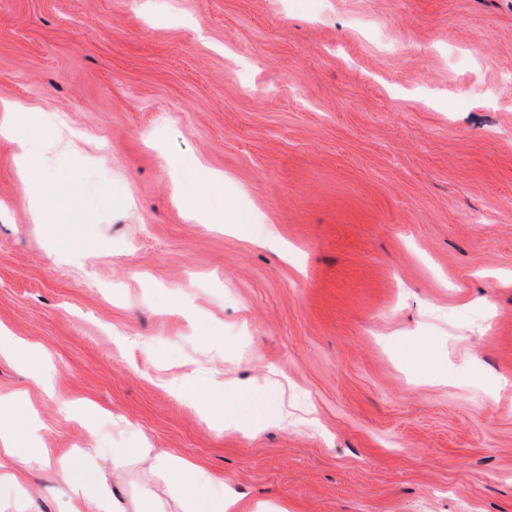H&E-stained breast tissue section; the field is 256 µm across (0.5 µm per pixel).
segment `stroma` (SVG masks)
<instances>
[{"label":"stroma","instance_id":"obj_1","mask_svg":"<svg viewBox=\"0 0 512 512\" xmlns=\"http://www.w3.org/2000/svg\"><path fill=\"white\" fill-rule=\"evenodd\" d=\"M4 103L40 132L21 172L0 109L22 453L96 449L90 488L146 440L275 512H512V0H0ZM186 378L293 416L218 429ZM21 496L60 512L41 472ZM241 399L247 401L248 404H257L263 423L288 426V413L285 411L280 397L273 394H261L256 397L243 396Z\"/></svg>","mask_w":512,"mask_h":512}]
</instances>
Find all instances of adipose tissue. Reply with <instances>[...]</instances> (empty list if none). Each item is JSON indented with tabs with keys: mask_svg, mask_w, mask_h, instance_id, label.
Instances as JSON below:
<instances>
[{
	"mask_svg": "<svg viewBox=\"0 0 512 512\" xmlns=\"http://www.w3.org/2000/svg\"><path fill=\"white\" fill-rule=\"evenodd\" d=\"M19 436L11 430H0V482L26 480L42 465L52 464V475L60 496L69 505L68 512H121L116 504L108 477H100L94 494H86L82 485L71 481L65 460H49L44 455H22L18 451ZM146 466L149 473L163 481L166 494L177 503L180 512H262V506L243 499L230 490H222L213 505H206L202 491L218 484L219 479L209 470L189 463L184 458L144 447L135 458L116 454L112 457V472L120 474L131 464ZM183 481H176V474Z\"/></svg>",
	"mask_w": 512,
	"mask_h": 512,
	"instance_id": "1",
	"label": "adipose tissue"
}]
</instances>
